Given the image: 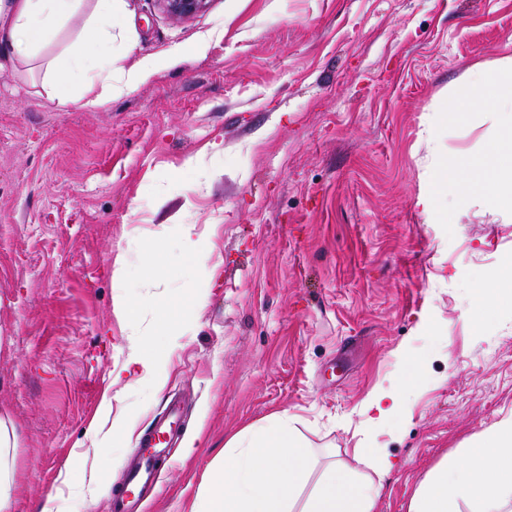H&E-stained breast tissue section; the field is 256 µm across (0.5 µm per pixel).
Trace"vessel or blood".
Here are the masks:
<instances>
[{
	"instance_id": "1",
	"label": "vessel or blood",
	"mask_w": 512,
	"mask_h": 512,
	"mask_svg": "<svg viewBox=\"0 0 512 512\" xmlns=\"http://www.w3.org/2000/svg\"><path fill=\"white\" fill-rule=\"evenodd\" d=\"M180 418L179 407L168 405L165 419L141 437L139 449L125 474L126 488L112 501L114 512H137L140 501L154 483L155 462L161 453V436L172 433Z\"/></svg>"
}]
</instances>
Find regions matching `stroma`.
I'll return each mask as SVG.
<instances>
[{
  "label": "stroma",
  "instance_id": "1",
  "mask_svg": "<svg viewBox=\"0 0 512 512\" xmlns=\"http://www.w3.org/2000/svg\"><path fill=\"white\" fill-rule=\"evenodd\" d=\"M113 73L180 53L105 107L58 104L80 12L18 60L0 50V412L17 433L9 512H109L135 443L169 395L192 456L159 462L142 512H190L236 434L282 412L312 447L396 461L375 512H407L420 479L512 414V304L477 320L474 291L512 260V212L471 200L430 224L417 199L441 160L487 150L491 120L449 111L473 73L512 57V0H210L181 23L127 0ZM207 230L215 285L165 348L194 280L171 234ZM123 258L124 277L113 275ZM126 298L132 317L115 313ZM160 358L165 385L123 374ZM425 376L404 421L362 410L404 357Z\"/></svg>",
  "mask_w": 512,
  "mask_h": 512
}]
</instances>
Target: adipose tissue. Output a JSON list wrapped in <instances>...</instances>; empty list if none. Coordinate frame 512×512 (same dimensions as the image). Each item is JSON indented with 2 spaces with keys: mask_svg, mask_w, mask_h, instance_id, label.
Returning a JSON list of instances; mask_svg holds the SVG:
<instances>
[{
  "mask_svg": "<svg viewBox=\"0 0 512 512\" xmlns=\"http://www.w3.org/2000/svg\"><path fill=\"white\" fill-rule=\"evenodd\" d=\"M83 3L0 0V45L32 57L51 26L67 23ZM158 67L156 58L146 57L114 76L112 53L102 45L91 56L80 55L73 61V74L84 80L78 97H70L55 64H47L45 76L55 82L60 103L75 99L83 108L96 110L148 80ZM476 82L471 96L455 106L454 113L464 117L477 105L491 115L488 152L479 159L441 162L429 189L417 201L431 224L467 215V202L474 197L492 208H512V58L480 71ZM451 189L463 202L450 213L443 209L442 198ZM172 231L200 281L212 284L204 230L196 224H176ZM424 371L423 363L406 361L398 382L376 390L367 400L364 412L369 421L383 426L397 420L405 389ZM354 458L351 464L341 460L319 464L314 449L285 412L226 443L223 462L210 469L191 512H375L383 481L393 468L391 456L382 448H359ZM407 512H512V415L495 423L461 457L431 468L418 482Z\"/></svg>",
  "mask_w": 512,
  "mask_h": 512,
  "instance_id": "1",
  "label": "adipose tissue"
}]
</instances>
